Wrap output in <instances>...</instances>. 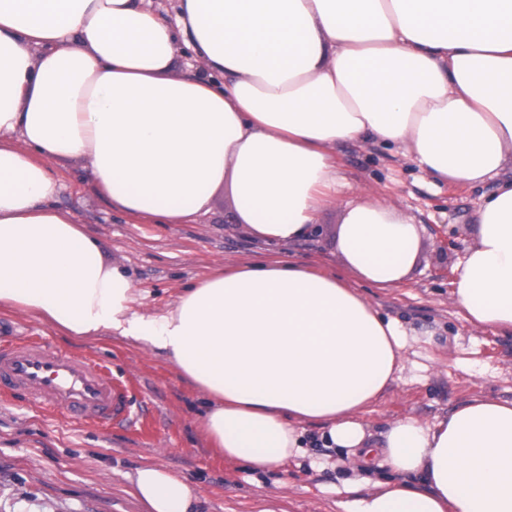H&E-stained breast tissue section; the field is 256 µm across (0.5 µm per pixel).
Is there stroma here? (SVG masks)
Masks as SVG:
<instances>
[{
	"instance_id": "1",
	"label": "stroma",
	"mask_w": 512,
	"mask_h": 512,
	"mask_svg": "<svg viewBox=\"0 0 512 512\" xmlns=\"http://www.w3.org/2000/svg\"><path fill=\"white\" fill-rule=\"evenodd\" d=\"M347 186L318 215L317 233L270 249L250 237L232 214L228 187L214 193L206 215L185 224H154L110 209L96 193L87 160L53 161L64 188L57 205L101 245L108 262L123 267L141 297L138 310L158 315L185 288L217 270L252 261L285 259L318 264L344 275L336 231L346 202L376 198L422 226V251L411 279L359 292L406 333L404 370L365 413L373 435L412 416L433 422L475 397L512 401V330L474 326L455 306L452 274L472 240L476 209L494 182L447 184L419 170L403 154L365 141L335 150ZM44 337L51 346L98 356L114 376L133 383L153 435L123 427L96 429L42 415L24 402H0V512H145L130 475L147 463L168 468L196 491L198 512H337V488L357 471L343 458L326 464L313 446L284 471L250 478L225 459L200 427L199 393L169 357L130 339H73L20 312L0 311V339Z\"/></svg>"
}]
</instances>
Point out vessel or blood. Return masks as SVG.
I'll list each match as a JSON object with an SVG mask.
<instances>
[{"mask_svg": "<svg viewBox=\"0 0 512 512\" xmlns=\"http://www.w3.org/2000/svg\"><path fill=\"white\" fill-rule=\"evenodd\" d=\"M0 395L101 428H129L141 416L133 391L97 357L57 350L39 338L0 345Z\"/></svg>", "mask_w": 512, "mask_h": 512, "instance_id": "obj_1", "label": "vessel or blood"}]
</instances>
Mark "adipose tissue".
<instances>
[{
	"label": "adipose tissue",
	"mask_w": 512,
	"mask_h": 512,
	"mask_svg": "<svg viewBox=\"0 0 512 512\" xmlns=\"http://www.w3.org/2000/svg\"><path fill=\"white\" fill-rule=\"evenodd\" d=\"M362 139L437 179L498 180L453 299L467 322L512 329V0H176L170 19L145 0H0V306L166 353L213 447L251 474L306 457L321 426L324 447L362 462L340 512H512V401L403 417L378 442L362 419L400 380L406 337L355 284L410 278L411 217L348 204L336 247L350 281L247 264L146 316L131 276L57 207L47 167L87 159L111 209L166 224L228 184L246 233L279 246L314 234L346 186L333 148ZM133 487L147 512L196 508L165 467L137 468Z\"/></svg>",
	"instance_id": "adipose-tissue-1"
}]
</instances>
